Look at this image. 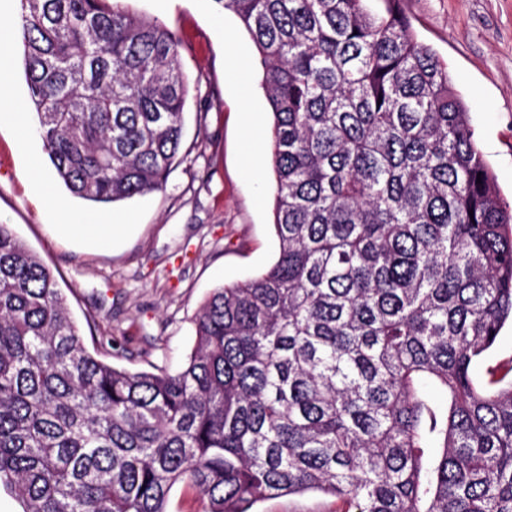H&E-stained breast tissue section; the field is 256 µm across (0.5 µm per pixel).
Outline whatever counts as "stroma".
Returning a JSON list of instances; mask_svg holds the SVG:
<instances>
[{"instance_id":"stroma-1","label":"stroma","mask_w":512,"mask_h":512,"mask_svg":"<svg viewBox=\"0 0 512 512\" xmlns=\"http://www.w3.org/2000/svg\"><path fill=\"white\" fill-rule=\"evenodd\" d=\"M182 45L189 78L180 163L162 190L112 205L70 197L40 137L29 153L0 121V224L50 269L90 351L132 372L177 369L214 288L271 264L272 117L257 53L214 0H125ZM418 39L448 64L501 195L512 200V0H401ZM125 230L110 243L52 235L61 214ZM257 512H342L321 493L271 498Z\"/></svg>"}]
</instances>
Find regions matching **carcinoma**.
I'll return each instance as SVG.
<instances>
[{"label":"carcinoma","instance_id":"obj_1","mask_svg":"<svg viewBox=\"0 0 512 512\" xmlns=\"http://www.w3.org/2000/svg\"><path fill=\"white\" fill-rule=\"evenodd\" d=\"M108 0H20L37 130L59 181L160 190L188 79L165 27ZM253 42L271 114L275 261L213 290L177 371L83 343L0 224V487L23 512H209L317 491L345 512H512V203L448 65L400 0H214ZM512 357V329L510 325H507L498 339L496 348L492 354L482 362H479L476 367V377L480 379L483 374L484 367L487 364H494L497 361ZM209 508L207 500L203 499L194 489L180 484L176 486L171 497L172 512H205Z\"/></svg>","mask_w":512,"mask_h":512}]
</instances>
